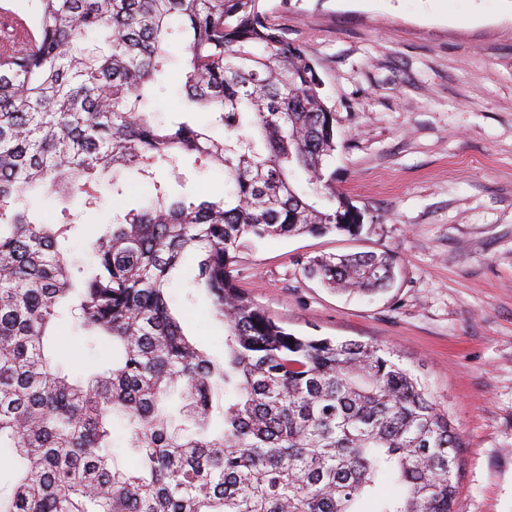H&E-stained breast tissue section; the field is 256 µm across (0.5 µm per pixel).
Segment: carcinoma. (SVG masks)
I'll use <instances>...</instances> for the list:
<instances>
[{"label": "carcinoma", "instance_id": "cac0c4a2", "mask_svg": "<svg viewBox=\"0 0 512 512\" xmlns=\"http://www.w3.org/2000/svg\"><path fill=\"white\" fill-rule=\"evenodd\" d=\"M33 40L0 41V448L19 463L0 512H454L463 444L394 354L294 336L237 288L253 239L353 233L364 212L336 193L333 112L308 46L266 0H36ZM185 95L162 124L173 51ZM211 114L217 140L195 114ZM224 193L187 186L189 159ZM130 170L150 206L116 216L69 260L74 210L37 218L36 194L99 205ZM224 324V357L193 342L169 290L185 254ZM387 253L322 255L303 275L372 293ZM112 342V363L65 373L54 325ZM134 463L112 456V422ZM391 480L397 494L376 496Z\"/></svg>", "mask_w": 512, "mask_h": 512}]
</instances>
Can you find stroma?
Instances as JSON below:
<instances>
[{"label": "stroma", "instance_id": "1", "mask_svg": "<svg viewBox=\"0 0 512 512\" xmlns=\"http://www.w3.org/2000/svg\"><path fill=\"white\" fill-rule=\"evenodd\" d=\"M272 22L308 44L336 123L328 169L365 213L360 233L267 239L241 249L236 284L297 336L372 343L428 388L463 448L457 512H512V0H266ZM101 185L72 254L89 261L100 224L147 205ZM387 251L383 291L307 279L321 254ZM171 306L193 339L224 352V327L184 264ZM65 367L112 358L58 331Z\"/></svg>", "mask_w": 512, "mask_h": 512}]
</instances>
